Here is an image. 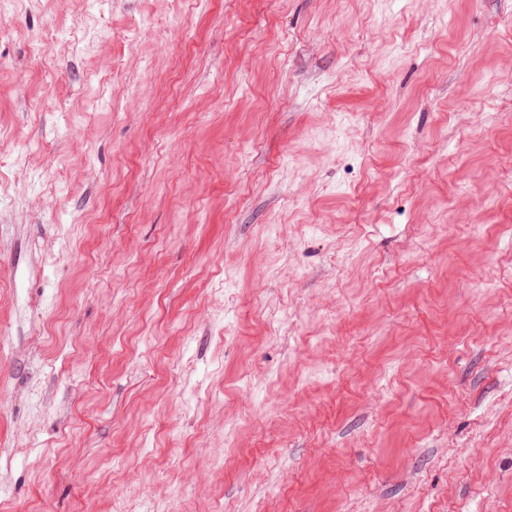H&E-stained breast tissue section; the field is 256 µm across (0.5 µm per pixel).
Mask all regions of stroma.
I'll use <instances>...</instances> for the list:
<instances>
[{"instance_id":"stroma-1","label":"stroma","mask_w":512,"mask_h":512,"mask_svg":"<svg viewBox=\"0 0 512 512\" xmlns=\"http://www.w3.org/2000/svg\"><path fill=\"white\" fill-rule=\"evenodd\" d=\"M512 0L0 11V512H512Z\"/></svg>"}]
</instances>
